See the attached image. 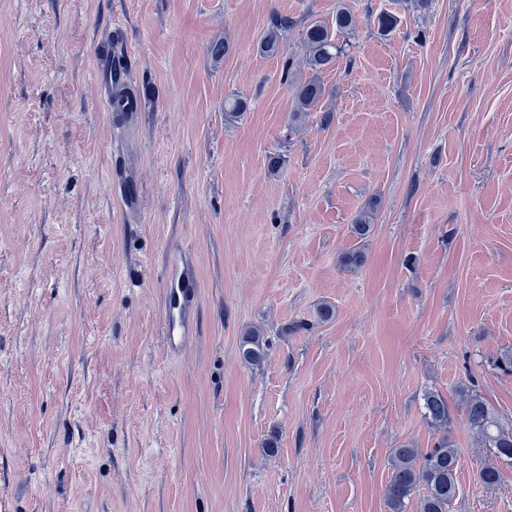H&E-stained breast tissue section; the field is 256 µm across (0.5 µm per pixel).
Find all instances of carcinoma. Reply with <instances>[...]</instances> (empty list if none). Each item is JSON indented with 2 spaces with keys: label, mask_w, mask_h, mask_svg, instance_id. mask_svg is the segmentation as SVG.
<instances>
[{
  "label": "carcinoma",
  "mask_w": 512,
  "mask_h": 512,
  "mask_svg": "<svg viewBox=\"0 0 512 512\" xmlns=\"http://www.w3.org/2000/svg\"><path fill=\"white\" fill-rule=\"evenodd\" d=\"M294 21L275 15L263 32L258 50L264 55L276 56L283 51L284 34ZM356 25V17L345 7H338L333 24L313 20L303 26L302 43L306 51V63L312 77L292 83L294 112L297 120L318 106L324 93L320 75L328 70L337 57L346 53V43L338 42L335 35L343 34ZM398 26V18L383 12L377 17L378 32L391 35ZM247 101L234 95L224 99V117L227 122L237 121L247 111ZM372 210L361 211L354 219L352 232L359 238L366 237L372 229ZM243 360L258 366L265 357L263 336L257 330L242 337ZM425 417L434 431L438 432L433 446L419 448L403 443L390 454L391 476L384 489V499L389 512H407L408 502L417 498V512H450V506L458 495V471L460 456L448 437V425L452 413L448 398L429 390L424 393ZM463 411L470 429L496 458L512 464V428L504 426L490 403L477 391L464 394Z\"/></svg>",
  "instance_id": "cac0c4a2"
}]
</instances>
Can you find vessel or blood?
Wrapping results in <instances>:
<instances>
[{"mask_svg":"<svg viewBox=\"0 0 512 512\" xmlns=\"http://www.w3.org/2000/svg\"><path fill=\"white\" fill-rule=\"evenodd\" d=\"M96 60L98 67L110 74L113 102L121 104L126 120L136 119L141 103L129 90V51L122 33H110L101 41ZM168 284L163 337L167 349L178 352L187 347L195 334L194 314L198 289L195 278L181 267L175 255L169 260Z\"/></svg>","mask_w":512,"mask_h":512,"instance_id":"1","label":"vessel or blood"}]
</instances>
